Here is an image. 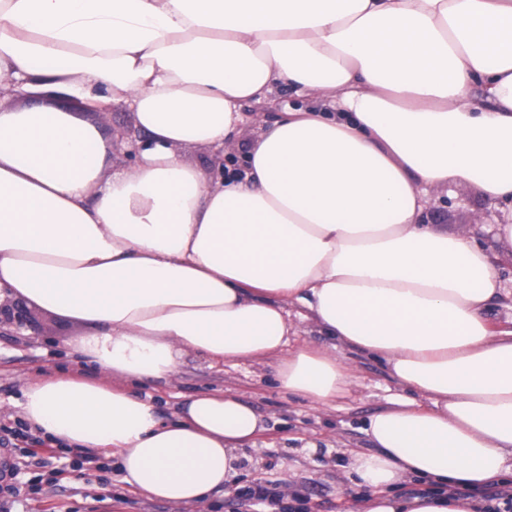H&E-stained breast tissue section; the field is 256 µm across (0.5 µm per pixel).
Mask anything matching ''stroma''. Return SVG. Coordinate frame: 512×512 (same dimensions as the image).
I'll use <instances>...</instances> for the list:
<instances>
[{
    "label": "stroma",
    "mask_w": 512,
    "mask_h": 512,
    "mask_svg": "<svg viewBox=\"0 0 512 512\" xmlns=\"http://www.w3.org/2000/svg\"><path fill=\"white\" fill-rule=\"evenodd\" d=\"M250 122L239 137L224 147V163L242 165L241 152L277 112L263 103L245 106ZM512 211V203L487 202L474 188L438 187L431 191L423 212L428 224H440L452 233L475 231L478 243L491 247L487 228ZM35 328L15 330L0 323V426L21 418L19 407L25 378L48 373L88 372L89 367L67 343L77 337L74 320L42 309H34ZM345 359L356 376L340 410H311L308 404L279 389L276 365L245 362L237 366H215L203 357L184 359L177 376L158 381L149 392L165 401L171 395L230 390L250 403L266 423V430L248 449V462L239 477L246 485L261 478L278 480L289 492L300 493L305 512H354L368 496L367 488L343 476L345 449H368L361 428L371 414L386 408L400 391L386 369L367 356L346 352ZM314 449H304V442ZM77 453L57 450L51 466L23 467L21 481L39 478L40 483L19 499L0 500V512H184L183 508L131 491L117 471H88L77 467Z\"/></svg>",
    "instance_id": "1"
}]
</instances>
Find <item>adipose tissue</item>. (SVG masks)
Wrapping results in <instances>:
<instances>
[{"label":"adipose tissue","mask_w":512,"mask_h":512,"mask_svg":"<svg viewBox=\"0 0 512 512\" xmlns=\"http://www.w3.org/2000/svg\"><path fill=\"white\" fill-rule=\"evenodd\" d=\"M282 86L314 103L243 169L181 158H220ZM36 88L133 111L134 165L109 170L72 113L11 108ZM448 185L512 201V0H0V288L81 323L100 372L28 381L22 408L51 444L112 452L133 491L196 512L265 429L232 391L167 417L138 386L191 352L275 357L284 392L334 409L355 380L342 346L402 389L364 423L373 451H347L357 512H477L395 491L512 477V329L490 323L512 222L490 250L423 223ZM293 305L333 348L298 342Z\"/></svg>","instance_id":"ef3b65f1"}]
</instances>
